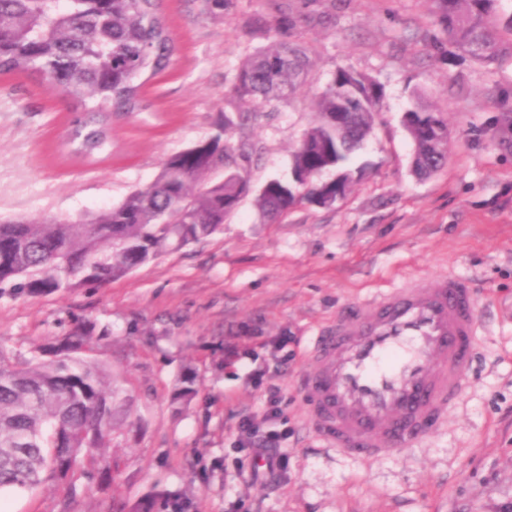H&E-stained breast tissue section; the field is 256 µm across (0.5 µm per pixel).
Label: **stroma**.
Listing matches in <instances>:
<instances>
[{"label":"stroma","mask_w":512,"mask_h":512,"mask_svg":"<svg viewBox=\"0 0 512 512\" xmlns=\"http://www.w3.org/2000/svg\"><path fill=\"white\" fill-rule=\"evenodd\" d=\"M306 47L304 84L239 130L230 89L267 42V0H163L176 52L143 88L147 111L114 119L110 147L73 152V103L44 80L0 75V219L79 223L152 184L167 159L230 119L231 139L259 147L253 189L291 177L331 73L348 67L384 89L374 132L351 157L360 177L330 206L308 202L268 220L246 197L220 231L163 253L106 285L41 296L0 293V356L15 362L74 332L112 376L117 426L110 486L88 473L65 505L57 483L0 492V512H130L157 493L196 512H512V61L485 69L456 50L434 54L435 0H289ZM448 118V161L420 178L402 115L417 98ZM452 274L477 298L470 377L445 424L400 456L365 461L309 430L297 386L319 328L354 303L414 278ZM287 339L289 363L270 344ZM265 367L262 385L245 379ZM281 388L287 469L243 483L242 414Z\"/></svg>","instance_id":"obj_1"}]
</instances>
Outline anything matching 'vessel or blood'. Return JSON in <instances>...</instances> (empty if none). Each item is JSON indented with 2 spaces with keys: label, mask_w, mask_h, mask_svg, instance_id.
Here are the masks:
<instances>
[{
  "label": "vessel or blood",
  "mask_w": 512,
  "mask_h": 512,
  "mask_svg": "<svg viewBox=\"0 0 512 512\" xmlns=\"http://www.w3.org/2000/svg\"><path fill=\"white\" fill-rule=\"evenodd\" d=\"M476 297L444 276L381 291L314 337L299 387L327 447L377 459L413 447L460 399L474 358Z\"/></svg>",
  "instance_id": "obj_1"
}]
</instances>
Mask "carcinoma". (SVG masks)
<instances>
[{
	"label": "carcinoma",
	"mask_w": 512,
	"mask_h": 512,
	"mask_svg": "<svg viewBox=\"0 0 512 512\" xmlns=\"http://www.w3.org/2000/svg\"><path fill=\"white\" fill-rule=\"evenodd\" d=\"M66 2L60 7V2ZM163 0H0V75L35 73L45 67L63 80L66 98L85 106L75 119V152L93 156L110 139L109 118L142 110L143 76L165 69L175 47L162 14ZM442 37L448 46L485 67L512 59V15L502 18L500 0H437ZM270 42L239 67L233 99L260 108L295 92L310 61L288 42L297 20L288 0H269ZM383 87L339 67L320 93L316 120L292 153V181H267L257 207L276 220L306 201L343 198L354 179L314 182L324 170L342 169L372 130ZM413 145V172L421 177L448 160L444 112L423 102L402 116ZM231 123L170 157L150 188L137 189L110 210L82 225L67 219L18 218L0 222V286L39 296L71 282L104 285L224 224L249 184L242 171L255 145L226 138ZM224 177L211 178L217 168ZM93 351L86 336L49 343L39 354L11 363L0 358V491L32 490L63 480L85 465L102 463L100 479L115 483L119 466L103 461L114 426L116 387L95 361L56 360L62 351Z\"/></svg>",
	"instance_id": "carcinoma-1"
}]
</instances>
